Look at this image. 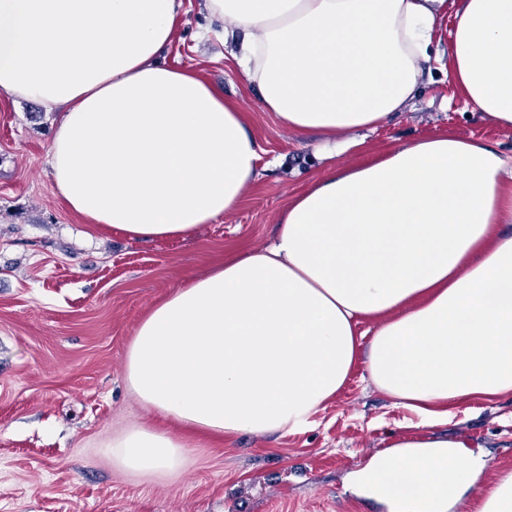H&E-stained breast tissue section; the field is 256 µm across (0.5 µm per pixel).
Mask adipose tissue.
Masks as SVG:
<instances>
[{
    "mask_svg": "<svg viewBox=\"0 0 512 512\" xmlns=\"http://www.w3.org/2000/svg\"><path fill=\"white\" fill-rule=\"evenodd\" d=\"M240 31L259 108L295 131L344 135L413 98L435 23L455 17L450 76L512 127V0H206ZM182 0H0V94L60 120L49 147L73 214L137 240L181 239L232 213L260 145L240 107L165 60ZM508 157L456 135L328 167L281 210L275 243L227 254L140 323L124 377L144 406L213 434L292 433L344 387L371 382L433 428L472 398L512 393ZM375 321L371 336L358 330ZM112 459L141 475L189 461L178 436L130 428ZM431 435L351 473L388 512H512V471Z\"/></svg>",
    "mask_w": 512,
    "mask_h": 512,
    "instance_id": "ef3b65f1",
    "label": "adipose tissue"
}]
</instances>
